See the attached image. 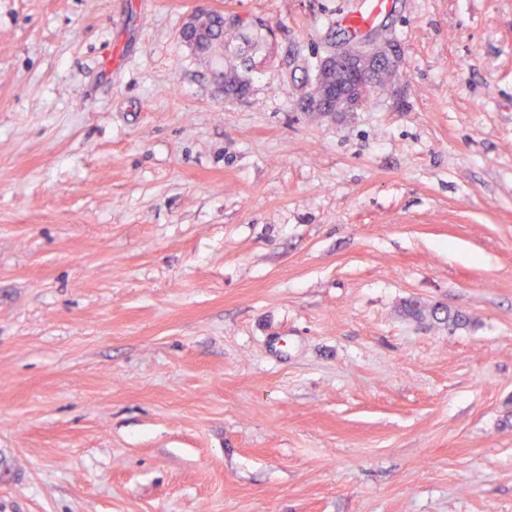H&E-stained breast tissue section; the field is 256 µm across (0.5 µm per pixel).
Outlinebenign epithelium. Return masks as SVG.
<instances>
[{"label":"benign epithelium","mask_w":512,"mask_h":512,"mask_svg":"<svg viewBox=\"0 0 512 512\" xmlns=\"http://www.w3.org/2000/svg\"><path fill=\"white\" fill-rule=\"evenodd\" d=\"M213 10L199 8L185 19L180 30L187 36L208 24ZM401 59L397 45L363 49L345 46L322 59L320 71L304 102L305 110L321 115L357 112L375 91L377 76L396 69Z\"/></svg>","instance_id":"7a95c632"}]
</instances>
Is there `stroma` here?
<instances>
[{"label": "stroma", "instance_id": "35a3bbf8", "mask_svg": "<svg viewBox=\"0 0 512 512\" xmlns=\"http://www.w3.org/2000/svg\"><path fill=\"white\" fill-rule=\"evenodd\" d=\"M365 7L0 0V512H512V0ZM208 28V34L203 37V40L206 42L205 44L199 46L191 42L186 43L200 53H209L216 47L224 49V35L226 36L229 30L236 29L235 26L227 27L226 23H224V16L212 18ZM401 59L397 45L363 49L345 46L322 59L320 71L304 102L305 110L320 115L345 114L363 109L375 91L379 72L396 69ZM336 74V83L333 75ZM393 72H389V81Z\"/></svg>", "mask_w": 512, "mask_h": 512}]
</instances>
